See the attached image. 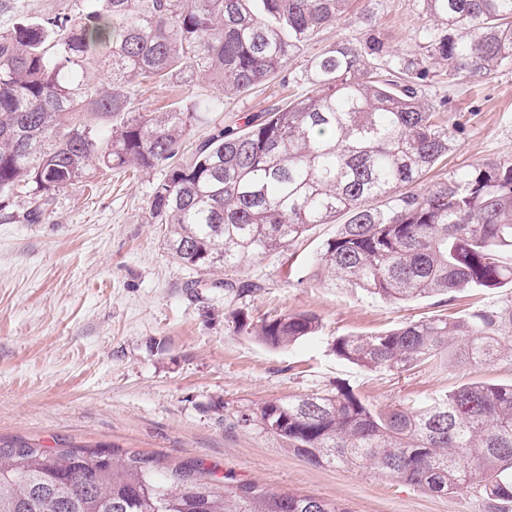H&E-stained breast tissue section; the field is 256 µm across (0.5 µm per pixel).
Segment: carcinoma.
<instances>
[{
  "label": "carcinoma",
  "instance_id": "1",
  "mask_svg": "<svg viewBox=\"0 0 512 512\" xmlns=\"http://www.w3.org/2000/svg\"><path fill=\"white\" fill-rule=\"evenodd\" d=\"M30 19L0 0V218L26 198L38 221L61 191L108 169L167 168L150 218L174 257L204 275L285 249L313 224L346 215L317 263L338 288L389 301L512 286V161L423 178L453 149L421 99L432 67L473 82L512 66V0H423L419 55L370 35L311 58L310 93L242 128H220L189 160L192 129L224 92L268 80L352 0H81ZM106 69L107 83L92 77ZM218 94L187 110L143 112L130 89L185 72ZM387 197L385 209L372 201ZM308 312L264 319L271 348L316 335ZM512 305L436 315L371 335L338 336L336 357L366 371L445 362L487 365L512 353ZM239 422L313 464L372 469L433 496L481 486L512 512V383H473L417 408L373 410L343 388L274 399ZM0 512H348L308 495L230 488L198 464L159 481L153 461L83 448L0 446Z\"/></svg>",
  "mask_w": 512,
  "mask_h": 512
}]
</instances>
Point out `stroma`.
<instances>
[{"mask_svg":"<svg viewBox=\"0 0 512 512\" xmlns=\"http://www.w3.org/2000/svg\"><path fill=\"white\" fill-rule=\"evenodd\" d=\"M426 18L421 0H355L335 25L315 34L281 73L228 95L207 124L240 128L310 89L306 65L337 40L380 37L394 54L416 51ZM422 99L439 112L454 150L426 179L439 182L476 161L512 159V68L475 84L430 72ZM215 86L173 79L134 91L142 111L188 108ZM165 175L118 170L59 193L52 214L0 222V443L47 451L85 447L154 458L160 473L183 463L214 470L225 485L259 487L332 501L347 512H488L472 486L450 497L394 483L370 470L315 465L275 436L241 426L240 413L288 396L343 385L375 410L414 407L460 386L512 382V356L489 365H421L402 373L364 371L336 358V337L384 331L438 314L512 303V288L390 303L333 287L314 259L336 224H314L287 249L221 272L212 287L175 260L164 227L149 215L151 187ZM249 285L239 293L237 285ZM317 314V335L273 349L254 337L261 320ZM251 327L240 330L237 318Z\"/></svg>","mask_w":512,"mask_h":512,"instance_id":"35a3bbf8","label":"stroma"}]
</instances>
